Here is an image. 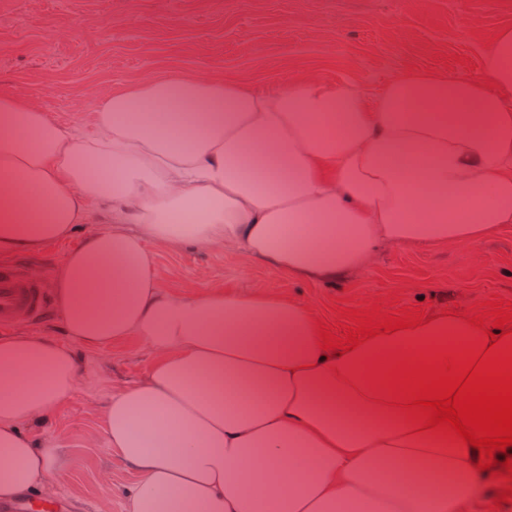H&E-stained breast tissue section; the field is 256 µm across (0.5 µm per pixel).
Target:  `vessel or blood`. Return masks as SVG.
<instances>
[{"mask_svg": "<svg viewBox=\"0 0 512 512\" xmlns=\"http://www.w3.org/2000/svg\"><path fill=\"white\" fill-rule=\"evenodd\" d=\"M50 303L51 291L43 279L28 277L12 267H0V328H8L22 317L40 321Z\"/></svg>", "mask_w": 512, "mask_h": 512, "instance_id": "vessel-or-blood-1", "label": "vessel or blood"}]
</instances>
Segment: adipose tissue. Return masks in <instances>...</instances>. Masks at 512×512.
Here are the masks:
<instances>
[{
  "instance_id": "1",
  "label": "adipose tissue",
  "mask_w": 512,
  "mask_h": 512,
  "mask_svg": "<svg viewBox=\"0 0 512 512\" xmlns=\"http://www.w3.org/2000/svg\"><path fill=\"white\" fill-rule=\"evenodd\" d=\"M486 83L298 80L257 92L207 76L147 79L99 103L82 134L0 94V255L37 254L106 214L54 282L67 337L0 336V500L52 488L64 458L32 431L70 398L77 348L134 336L155 360L100 406L136 475L128 512H471L477 454L414 432L366 357L471 341L438 315L344 354L323 351L299 301L254 291L177 297L151 245L227 249L328 281L391 246L473 245L512 226V30Z\"/></svg>"
}]
</instances>
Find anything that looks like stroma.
<instances>
[{
    "mask_svg": "<svg viewBox=\"0 0 512 512\" xmlns=\"http://www.w3.org/2000/svg\"><path fill=\"white\" fill-rule=\"evenodd\" d=\"M512 29V0H0V93L36 100L74 130L98 104L150 78L206 71L257 91L304 77L358 86L374 105L389 80L417 73L484 80L482 55ZM104 219L39 254H16L26 272L56 276ZM161 288L192 297L262 288L306 302L325 325L341 309L404 307L478 314L491 296L512 302V229L475 245L388 247L332 285L305 282L221 249L152 246ZM83 373L39 440L55 442L67 468L56 493L92 512H127L133 472L108 450L99 404L141 380L154 356L134 337L80 353Z\"/></svg>",
    "mask_w": 512,
    "mask_h": 512,
    "instance_id": "stroma-1",
    "label": "stroma"
}]
</instances>
